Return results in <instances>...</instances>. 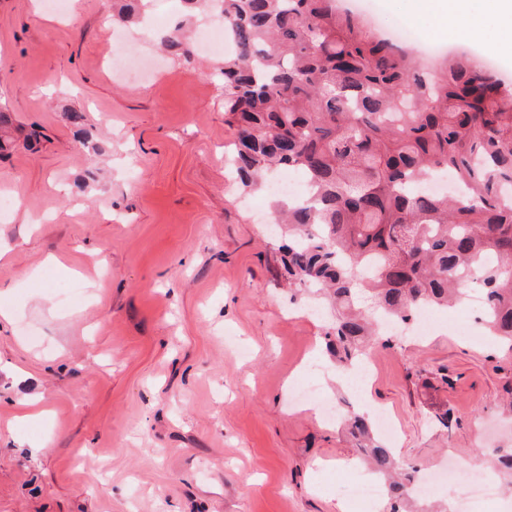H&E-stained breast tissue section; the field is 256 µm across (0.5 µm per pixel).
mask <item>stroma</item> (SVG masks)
Returning a JSON list of instances; mask_svg holds the SVG:
<instances>
[{"label": "stroma", "instance_id": "stroma-1", "mask_svg": "<svg viewBox=\"0 0 512 512\" xmlns=\"http://www.w3.org/2000/svg\"><path fill=\"white\" fill-rule=\"evenodd\" d=\"M373 20L512 82V33L492 16L488 45L437 33L405 0H376ZM120 30L150 83L111 73ZM223 61L162 55L113 23L112 0H72L66 16L0 0L16 139L0 193L23 200L0 223V512H356L355 449L320 402L359 401L325 351L327 314L280 277L272 198L230 180ZM445 316L368 355L391 444L425 474L512 448V355L459 335L464 308ZM309 379L318 400L294 398ZM25 398L43 416L22 419Z\"/></svg>", "mask_w": 512, "mask_h": 512}]
</instances>
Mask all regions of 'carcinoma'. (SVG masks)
<instances>
[{
  "label": "carcinoma",
  "mask_w": 512,
  "mask_h": 512,
  "mask_svg": "<svg viewBox=\"0 0 512 512\" xmlns=\"http://www.w3.org/2000/svg\"><path fill=\"white\" fill-rule=\"evenodd\" d=\"M146 0H113L135 23ZM235 46L224 57V122L237 128L227 162L259 190L281 170L307 182L276 220L288 284L332 314L324 339L336 368L368 354L382 320L407 324L425 307L466 302L475 273L485 330L512 353V83L465 54L425 72L409 46L380 36L336 0H222ZM190 58L185 24L163 40ZM450 171L446 197L414 185ZM344 429L387 485L389 512H432L415 495L419 469L401 462L353 412ZM491 466L512 485V448Z\"/></svg>",
  "instance_id": "cac0c4a2"
}]
</instances>
